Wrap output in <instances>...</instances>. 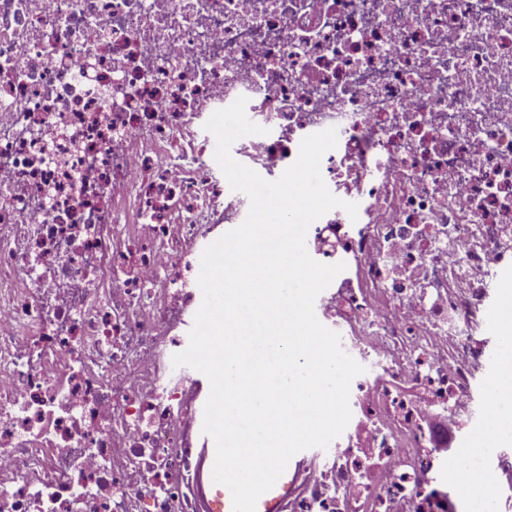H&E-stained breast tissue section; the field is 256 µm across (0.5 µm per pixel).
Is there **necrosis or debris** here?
Instances as JSON below:
<instances>
[{"label": "necrosis or debris", "instance_id": "obj_1", "mask_svg": "<svg viewBox=\"0 0 512 512\" xmlns=\"http://www.w3.org/2000/svg\"><path fill=\"white\" fill-rule=\"evenodd\" d=\"M320 163L358 206L316 316L363 366L282 512H471L444 444L489 417L484 316L512 266V0H0V512H199V379L172 363L205 244L249 206L205 148ZM476 497L512 512V450Z\"/></svg>", "mask_w": 512, "mask_h": 512}]
</instances>
